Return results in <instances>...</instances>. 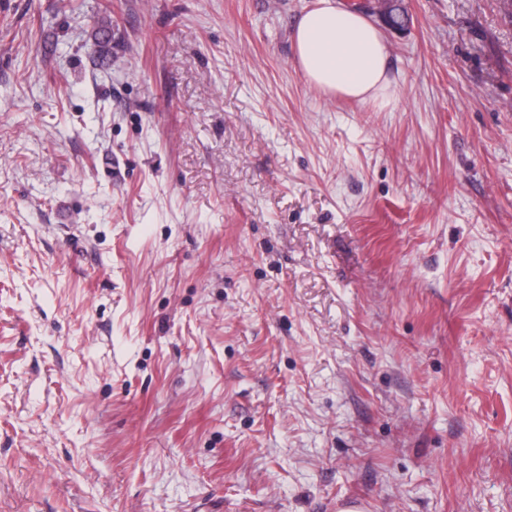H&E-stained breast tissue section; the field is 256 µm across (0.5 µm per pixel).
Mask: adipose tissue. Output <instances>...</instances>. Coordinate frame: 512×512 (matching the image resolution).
Listing matches in <instances>:
<instances>
[{
    "instance_id": "obj_1",
    "label": "adipose tissue",
    "mask_w": 512,
    "mask_h": 512,
    "mask_svg": "<svg viewBox=\"0 0 512 512\" xmlns=\"http://www.w3.org/2000/svg\"><path fill=\"white\" fill-rule=\"evenodd\" d=\"M295 62L307 82L327 95L391 107L389 52L380 30L364 15L318 0L293 32Z\"/></svg>"
}]
</instances>
